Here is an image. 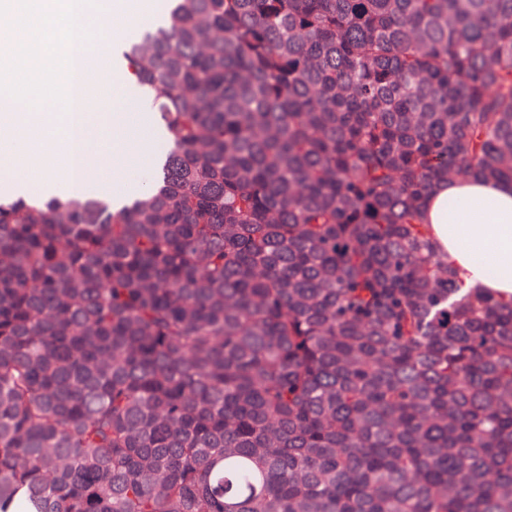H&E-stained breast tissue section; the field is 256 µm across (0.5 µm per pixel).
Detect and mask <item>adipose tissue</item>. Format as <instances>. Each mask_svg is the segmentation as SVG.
<instances>
[{
    "label": "adipose tissue",
    "instance_id": "obj_1",
    "mask_svg": "<svg viewBox=\"0 0 512 512\" xmlns=\"http://www.w3.org/2000/svg\"><path fill=\"white\" fill-rule=\"evenodd\" d=\"M424 217L467 282L512 297V182L455 179L430 191Z\"/></svg>",
    "mask_w": 512,
    "mask_h": 512
}]
</instances>
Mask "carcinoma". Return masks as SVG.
<instances>
[{
	"label": "carcinoma",
	"instance_id": "obj_1",
	"mask_svg": "<svg viewBox=\"0 0 512 512\" xmlns=\"http://www.w3.org/2000/svg\"><path fill=\"white\" fill-rule=\"evenodd\" d=\"M152 188L0 194V512H512V297L421 220L512 181V0H165Z\"/></svg>",
	"mask_w": 512,
	"mask_h": 512
}]
</instances>
